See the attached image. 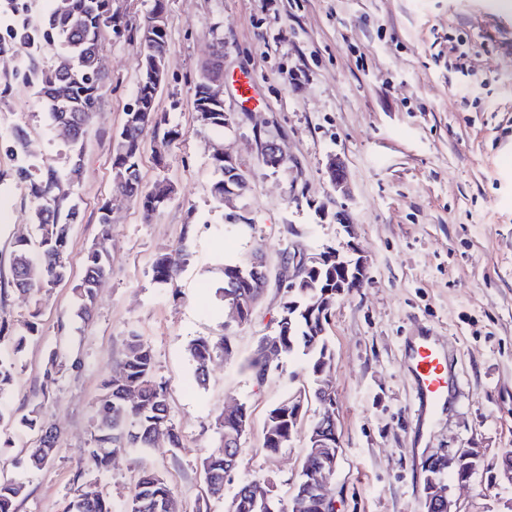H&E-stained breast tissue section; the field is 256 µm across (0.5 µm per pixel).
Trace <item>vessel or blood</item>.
Wrapping results in <instances>:
<instances>
[{
    "mask_svg": "<svg viewBox=\"0 0 512 512\" xmlns=\"http://www.w3.org/2000/svg\"><path fill=\"white\" fill-rule=\"evenodd\" d=\"M406 363L417 386L420 399L417 421L422 424L427 413L437 412L442 404L448 403L455 386L454 373L446 352L430 336L421 337L409 346Z\"/></svg>",
    "mask_w": 512,
    "mask_h": 512,
    "instance_id": "1",
    "label": "vessel or blood"
}]
</instances>
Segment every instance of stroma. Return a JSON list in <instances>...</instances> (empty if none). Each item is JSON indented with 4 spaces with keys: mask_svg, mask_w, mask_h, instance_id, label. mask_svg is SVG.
Listing matches in <instances>:
<instances>
[{
    "mask_svg": "<svg viewBox=\"0 0 512 512\" xmlns=\"http://www.w3.org/2000/svg\"><path fill=\"white\" fill-rule=\"evenodd\" d=\"M167 32L156 110L182 136L170 144L146 138L140 170L144 187L164 178L175 194L147 221L113 178L112 142L135 98L141 57L135 34H105L109 82L72 189L80 217L68 276L40 297L8 287L14 240L33 233L36 207L17 169L25 158L66 168L71 143L26 79L31 65H50L53 50L0 56V317L19 325L41 311V333L21 354L0 408L38 409L59 433L55 458L36 470L18 464L33 435L6 431L0 479L27 488L17 512H59L72 496L101 383L132 333L151 348L156 375L169 385L182 443L173 449L162 437L152 450L125 448L108 469L89 473L114 512H124L144 467L171 485L177 512H225L238 486L252 480L269 484L288 512L319 410L308 405L297 435L275 455L262 447L264 420L272 405L312 388V378L299 358L282 360L260 383L244 367L279 315L277 281L252 321L233 328L234 352L214 359L205 386L196 384L186 348L225 333V264L249 262L260 244L278 272L290 227L307 252L350 242L368 265L363 287L336 302L328 327L343 455L326 490L338 512H424L425 461L460 448L480 449L483 460L475 479L451 486L460 512H512V487L496 479L512 450V11L497 0H168ZM218 37L225 76L248 74L261 91L243 107L224 90L228 129L200 125L193 108L199 69ZM19 127L28 133L23 156L9 150ZM267 140L285 157L279 169L262 162ZM222 148L251 173L244 196L230 204L211 194L218 178L211 155ZM333 158L344 166L347 192L329 180ZM106 203L111 272L84 318L74 289ZM179 247L188 259L177 280L155 281L157 254ZM422 332L436 336L457 375L449 406L425 431L404 363L410 337ZM55 352L66 365L46 395L43 370ZM236 403L252 411L241 463L212 496L202 461L219 445L216 418Z\"/></svg>",
    "mask_w": 512,
    "mask_h": 512,
    "instance_id": "obj_1",
    "label": "stroma"
}]
</instances>
